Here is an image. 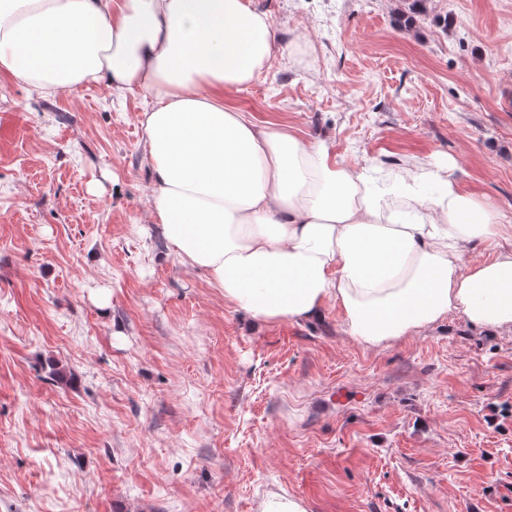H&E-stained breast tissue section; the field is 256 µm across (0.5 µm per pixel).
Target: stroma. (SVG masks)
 Returning <instances> with one entry per match:
<instances>
[{"label": "stroma", "mask_w": 512, "mask_h": 512, "mask_svg": "<svg viewBox=\"0 0 512 512\" xmlns=\"http://www.w3.org/2000/svg\"><path fill=\"white\" fill-rule=\"evenodd\" d=\"M249 4L277 50L227 104L354 171L428 158L512 224V0ZM151 104L0 79V512H512V331L371 348L331 302L236 309L149 214ZM257 512H306V510L286 493L269 492L259 501Z\"/></svg>", "instance_id": "obj_1"}]
</instances>
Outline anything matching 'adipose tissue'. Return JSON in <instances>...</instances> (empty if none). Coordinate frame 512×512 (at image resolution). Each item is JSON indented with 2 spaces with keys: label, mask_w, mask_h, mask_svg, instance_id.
<instances>
[{
  "label": "adipose tissue",
  "mask_w": 512,
  "mask_h": 512,
  "mask_svg": "<svg viewBox=\"0 0 512 512\" xmlns=\"http://www.w3.org/2000/svg\"><path fill=\"white\" fill-rule=\"evenodd\" d=\"M247 0H0V74L43 96L103 82L143 112L155 222L181 263L263 323L320 318L377 347L456 314L512 330V224L417 159L395 178L224 102L269 62ZM491 249L472 262L471 247Z\"/></svg>",
  "instance_id": "adipose-tissue-1"
}]
</instances>
